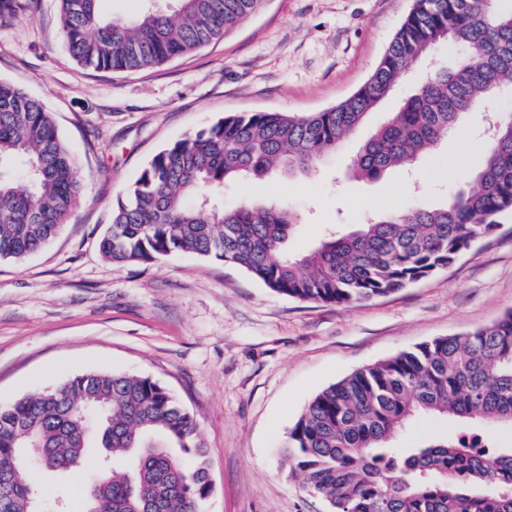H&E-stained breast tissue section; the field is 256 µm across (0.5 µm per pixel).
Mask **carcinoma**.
<instances>
[{"label": "carcinoma", "instance_id": "1", "mask_svg": "<svg viewBox=\"0 0 512 512\" xmlns=\"http://www.w3.org/2000/svg\"><path fill=\"white\" fill-rule=\"evenodd\" d=\"M32 0H0V25ZM64 46L97 71L149 68L218 40L260 0H176L126 23L98 0H60ZM462 50L371 135L354 172L407 169L459 126L463 114L512 87V12L487 0H414L368 81L336 106L296 117L236 112L176 140L144 166L112 206L99 242L114 263L176 252L214 258L304 302L341 306L394 294L454 264L512 213V117L495 122L473 186L439 207L416 202L346 230L303 254L287 205L226 208L224 187L251 177L307 173L360 126L398 78L441 41ZM82 192L80 163L51 113L0 79V260L21 262L67 223ZM512 423V311L465 333L436 337L352 372L316 394L288 430L282 462L331 512H512V450L460 434L395 448L421 414ZM38 468L62 475L94 449L104 465L88 495L98 512H200L209 492L194 417L148 376L91 371L0 407V512H35Z\"/></svg>", "mask_w": 512, "mask_h": 512}]
</instances>
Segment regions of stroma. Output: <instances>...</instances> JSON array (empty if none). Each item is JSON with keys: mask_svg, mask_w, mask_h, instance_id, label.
I'll list each match as a JSON object with an SVG mask.
<instances>
[{"mask_svg": "<svg viewBox=\"0 0 512 512\" xmlns=\"http://www.w3.org/2000/svg\"><path fill=\"white\" fill-rule=\"evenodd\" d=\"M412 0H262L223 38L132 73L79 66L66 51L59 0H34L0 27V79L42 101L81 162L82 193L59 233L26 261L0 260V405L88 371L148 376L194 414L211 491L202 512H328L282 465L289 428L315 394L353 371L439 336L486 326L512 310V214L448 269L396 294L339 306L276 294L223 262L173 253L116 265L98 250L112 206L165 145L233 112L306 115L336 105L377 66ZM437 48L395 95L307 174L228 186L224 202L273 199L299 223L288 248H314L335 224H361L419 201L442 204L480 168L485 150L453 131L413 174L351 178L350 159L400 98L452 62ZM512 427L422 415L396 437ZM96 476L87 460L64 477L39 473L65 512H85Z\"/></svg>", "mask_w": 512, "mask_h": 512, "instance_id": "obj_1", "label": "stroma"}]
</instances>
